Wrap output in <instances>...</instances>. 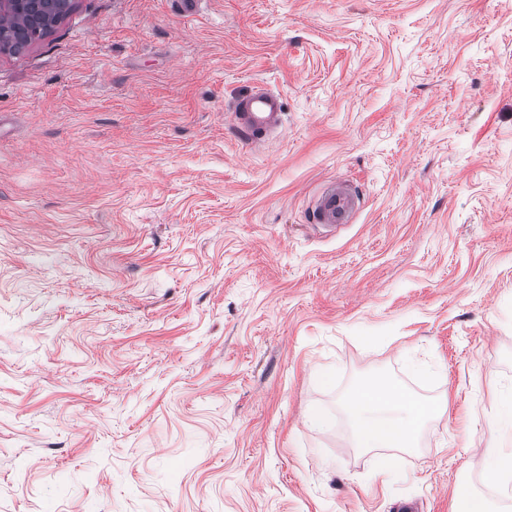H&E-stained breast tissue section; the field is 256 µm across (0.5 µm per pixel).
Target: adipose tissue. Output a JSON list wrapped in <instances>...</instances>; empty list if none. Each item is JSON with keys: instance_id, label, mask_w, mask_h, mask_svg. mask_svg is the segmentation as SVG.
I'll use <instances>...</instances> for the list:
<instances>
[{"instance_id": "ef3b65f1", "label": "adipose tissue", "mask_w": 512, "mask_h": 512, "mask_svg": "<svg viewBox=\"0 0 512 512\" xmlns=\"http://www.w3.org/2000/svg\"><path fill=\"white\" fill-rule=\"evenodd\" d=\"M349 405L357 442L362 448L417 447L425 424L444 412L443 402L411 396L383 380L360 386Z\"/></svg>"}]
</instances>
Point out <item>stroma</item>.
I'll return each mask as SVG.
<instances>
[{"mask_svg": "<svg viewBox=\"0 0 512 512\" xmlns=\"http://www.w3.org/2000/svg\"><path fill=\"white\" fill-rule=\"evenodd\" d=\"M375 377L446 401L419 449L356 447ZM509 386L512 0H73L0 53V512L495 508ZM281 95L263 88L235 101L229 115L230 128L250 147L266 144L283 124ZM362 200L354 184L344 180L330 181L311 207V222L324 226L352 223L361 208Z\"/></svg>", "mask_w": 512, "mask_h": 512, "instance_id": "1", "label": "stroma"}]
</instances>
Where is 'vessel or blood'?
Instances as JSON below:
<instances>
[{
  "label": "vessel or blood",
  "mask_w": 512,
  "mask_h": 512,
  "mask_svg": "<svg viewBox=\"0 0 512 512\" xmlns=\"http://www.w3.org/2000/svg\"><path fill=\"white\" fill-rule=\"evenodd\" d=\"M282 107L280 94L254 89L235 101L229 111V126L243 144L264 145L283 124ZM362 200L355 185L344 180L330 181L314 201L310 219L324 226L351 223Z\"/></svg>",
  "instance_id": "1"
}]
</instances>
